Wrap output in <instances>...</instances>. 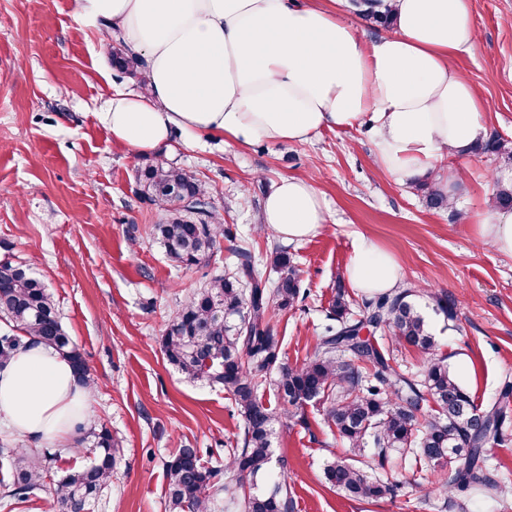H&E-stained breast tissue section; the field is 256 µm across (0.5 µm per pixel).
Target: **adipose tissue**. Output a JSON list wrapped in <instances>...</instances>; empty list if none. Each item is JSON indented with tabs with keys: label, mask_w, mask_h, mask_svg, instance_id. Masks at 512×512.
Masks as SVG:
<instances>
[{
	"label": "adipose tissue",
	"mask_w": 512,
	"mask_h": 512,
	"mask_svg": "<svg viewBox=\"0 0 512 512\" xmlns=\"http://www.w3.org/2000/svg\"><path fill=\"white\" fill-rule=\"evenodd\" d=\"M384 3L396 30L366 41L311 0H77L82 25L115 32L148 78L145 92L114 90L97 118L114 142L141 153L176 131L219 132L241 145L305 142L367 117L379 168L402 184L430 174L450 193L447 158L485 134V105L453 64L478 42L469 0ZM326 221L313 177L280 178L263 204L265 228L289 242ZM472 221L481 240L512 254V210ZM344 275L378 294L396 288L399 265L362 238ZM91 416V394L69 362L22 336L0 366V425L27 444L66 448Z\"/></svg>",
	"instance_id": "adipose-tissue-1"
}]
</instances>
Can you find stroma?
Returning a JSON list of instances; mask_svg holds the SVG:
<instances>
[{
    "instance_id": "stroma-1",
    "label": "stroma",
    "mask_w": 512,
    "mask_h": 512,
    "mask_svg": "<svg viewBox=\"0 0 512 512\" xmlns=\"http://www.w3.org/2000/svg\"><path fill=\"white\" fill-rule=\"evenodd\" d=\"M471 11L480 41L456 65L485 104L487 135L512 139V0H471ZM112 73L106 31L82 28L74 0H0V258L31 265L54 295L97 382L91 421L119 443L112 481L89 512H165V460L188 444L214 465L242 427L223 386L189 381L162 352L178 305L232 272L236 258L223 247L188 270L168 258L151 233L156 212L135 194L152 158L197 174L234 244L252 251L270 282L279 239L255 231L263 200L280 177L318 173L327 222L288 246L309 295L273 320L285 338L284 363L313 355L337 275L364 236L396 258L399 285L412 289L437 355L465 359L462 382L479 407L512 382V255L479 243L468 220L494 210L498 189L512 186L511 160L476 151L451 160L460 174L455 201L433 209L415 184L374 166L363 126L249 146L202 134L191 147L177 140L136 155L96 118ZM444 294L454 317L437 305ZM324 410L319 400L290 409L272 443L288 460L292 512H454L450 499L469 512H512V494L478 487L423 500L438 473L398 459L374 470L397 476L392 497L349 499L323 477L326 460L346 452Z\"/></svg>"
}]
</instances>
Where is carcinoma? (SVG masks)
I'll return each instance as SVG.
<instances>
[{
	"label": "carcinoma",
	"instance_id": "carcinoma-1",
	"mask_svg": "<svg viewBox=\"0 0 512 512\" xmlns=\"http://www.w3.org/2000/svg\"><path fill=\"white\" fill-rule=\"evenodd\" d=\"M367 7L380 25L389 26V8L382 3L352 0ZM112 68L139 79L138 61L122 50L112 52ZM481 149L512 159V140L494 136ZM427 205H449L434 183L419 184ZM137 193L150 208L165 212L152 232L166 254L186 268L199 265L229 237L210 201L207 188L188 169L165 162L141 168ZM239 262L229 276L213 278L192 293L175 312L161 346L167 361L193 382L219 384L234 398L242 417L238 446L227 449L224 467L207 466L198 449L187 445L164 466L168 479V512H211L215 496L228 494V505L242 512H288L290 500L285 470L288 461L271 452L277 424L291 407L315 398L327 403L329 426L349 443L352 457H336L323 469L326 483L361 502L373 503L394 493V484L372 475L359 458L372 452L379 465L394 451L410 453L415 462L447 469L433 490L498 485L483 474V454L503 441L502 429L512 388L482 409L444 358L430 360L420 381L409 379L389 364L377 335L397 345L421 350L434 347L424 319L409 301V288L363 301V314L350 318V301L338 289L314 355L301 365L283 362V337L271 324L273 315L286 312L307 297L299 269L283 250L272 252L278 277L262 280L252 255L237 249ZM0 365L19 347L21 334L54 349L72 365L80 383L93 387L81 350L69 339L57 303L31 268L10 258L0 259ZM280 409L266 406L265 395ZM78 443L92 439L93 459L53 480L52 495L59 512H89L104 485L112 479L118 443L102 427L91 433L78 427ZM13 457L11 479L0 486V506L24 502L44 487L56 455L24 448L0 447Z\"/></svg>",
	"mask_w": 512,
	"mask_h": 512
}]
</instances>
